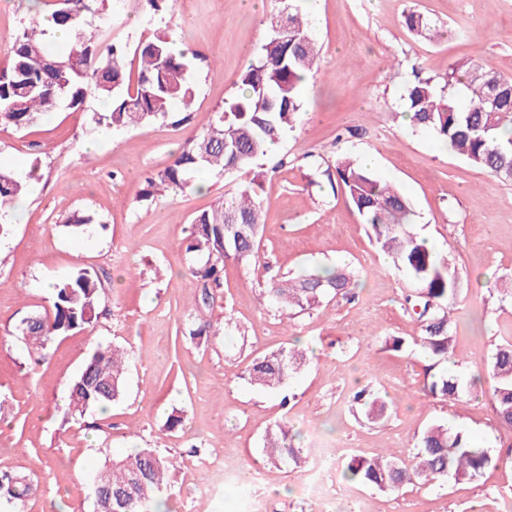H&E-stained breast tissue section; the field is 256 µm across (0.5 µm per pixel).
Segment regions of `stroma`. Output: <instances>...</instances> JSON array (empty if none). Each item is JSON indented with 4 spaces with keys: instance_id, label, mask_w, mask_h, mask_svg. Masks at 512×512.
Returning <instances> with one entry per match:
<instances>
[{
    "instance_id": "obj_1",
    "label": "stroma",
    "mask_w": 512,
    "mask_h": 512,
    "mask_svg": "<svg viewBox=\"0 0 512 512\" xmlns=\"http://www.w3.org/2000/svg\"><path fill=\"white\" fill-rule=\"evenodd\" d=\"M289 2L262 0L255 9L246 0H179L174 14L159 16L136 0H107L90 31L132 50L166 29L176 46L197 53L189 120L100 140L91 116L104 105L91 91L83 109L28 129L0 123V165L22 172L40 161L38 179L8 212L12 233L0 241V473L32 477L24 512H93V474L134 448L175 459L164 496L171 512H242L248 489L201 467L214 458L242 473L264 470L262 512H505L512 505V427L493 410L487 371L495 347L512 341V300L502 296L512 289V182L413 126L404 100L416 68L441 90L450 65L469 58L512 78V0H302L320 48L318 70L302 88L293 131L256 166L265 201L261 263L226 261L209 305L191 304L193 261L182 242L194 215L233 192L239 177L208 172L206 190L192 185L138 197L146 176L168 165L239 94L242 71L270 37L269 15ZM411 11L431 18L435 33H410L404 17ZM34 12V0H0V67ZM366 156L370 171L412 202L414 232L455 269L450 362L413 347L421 328L409 298L417 284L393 269L343 187L327 179L338 158ZM76 210L92 214L103 231L73 236L62 221ZM340 265L354 272V300L333 294L287 316L260 297L273 281ZM79 268L101 277L100 315L59 339L46 363L34 364L13 331L47 308L49 284ZM192 322L220 331L193 339L186 334ZM389 336L404 338L408 349H388ZM106 345L129 354L125 395L108 410L71 418L70 385ZM291 345L309 361L286 386L267 391L248 383L254 357ZM451 365L474 381L471 394L424 396L427 380ZM366 384L392 403L383 421L368 419L351 401ZM173 414L185 424L171 432L165 423ZM282 420L299 431L304 461L277 471L263 445L266 430ZM433 423L469 432L499 464L471 481L386 492L353 484L339 493L330 474L323 495L298 494L313 451L342 448L407 462Z\"/></svg>"
}]
</instances>
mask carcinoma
I'll return each mask as SVG.
<instances>
[{
  "mask_svg": "<svg viewBox=\"0 0 512 512\" xmlns=\"http://www.w3.org/2000/svg\"><path fill=\"white\" fill-rule=\"evenodd\" d=\"M104 2L49 0L48 22L69 34L61 51L51 48L48 30L36 16L15 34L10 64L0 69V123L22 130L47 120L63 107L81 109L90 85L109 105L107 111L93 113L97 130H121L158 120L179 124L175 115H190L196 93L189 52L175 49L164 29L139 42L131 60L124 46L103 45L89 30V17L102 11ZM289 21V38L282 42L278 35L282 14L270 18L273 35L260 57L241 75L243 95L215 113L206 131L188 139L169 165L146 177L142 199L188 187L193 174L201 169L218 174L249 173L268 155L270 145L293 127L302 109V81L313 72L318 50L309 22L298 11H289ZM404 22L416 35L431 31V19L420 12L407 13ZM448 85L460 87L466 101L438 94L429 78L417 76L407 84L405 100L411 121L436 133L474 166L496 178L511 179L512 78L487 70L471 58L450 67ZM37 168L35 160L24 177L0 168V239L12 233L13 224L6 213L27 191ZM335 171L349 200L370 226L371 237L393 266L406 270L419 285L422 335L418 345L437 361L447 360L453 343L448 301L458 294L455 270L412 232L413 211L395 187L379 182L366 167L348 158L336 160ZM259 178L260 173H255L231 196L194 216L186 245V253L199 258L192 269L194 280L204 284L218 281L227 259L257 262L264 209ZM93 222L88 214L74 213L66 219L73 235L88 233ZM351 280L347 270L307 273L275 282L262 289L260 296L288 312L311 310L332 293L348 292ZM101 301L98 274L77 269L52 285L45 313L23 319L12 334L44 360L59 337L93 323ZM305 363L303 354L282 348L254 359L248 368V382L279 389ZM126 368V354L119 348L96 349L70 386L71 413L82 416L91 408L105 410L119 401ZM488 371L495 380V414L512 426V343L496 347ZM466 389L462 379L446 372L432 376L426 385L428 395L440 401L457 399ZM353 400L375 420L387 411L386 402L367 385L354 393ZM265 448L276 469L301 461V449L295 446V435L286 423L269 428ZM495 464L490 451L474 445L463 432L433 424L422 433L412 465L386 456L349 454L344 458L343 476L388 491L447 478L473 480ZM173 468L168 456L152 448H141L102 467L95 473L100 483V489L92 493L95 512H155L162 504L158 495L167 487ZM31 489L28 476L0 474V496L6 497L14 512H22Z\"/></svg>",
  "mask_w": 512,
  "mask_h": 512,
  "instance_id": "carcinoma-1",
  "label": "carcinoma"
}]
</instances>
